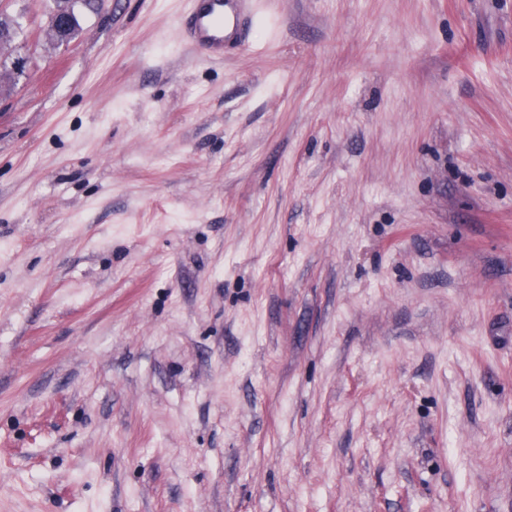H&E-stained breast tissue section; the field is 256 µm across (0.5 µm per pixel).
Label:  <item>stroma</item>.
<instances>
[{"instance_id":"1","label":"stroma","mask_w":512,"mask_h":512,"mask_svg":"<svg viewBox=\"0 0 512 512\" xmlns=\"http://www.w3.org/2000/svg\"><path fill=\"white\" fill-rule=\"evenodd\" d=\"M52 0L0 77V512H512V0ZM246 0H193L182 37L213 57L224 55L228 40L241 42V10ZM75 21L77 26L75 28ZM79 27V20H76L71 9L59 8L52 12L51 32L58 37H65L73 28V34L65 40L68 43L76 34Z\"/></svg>"}]
</instances>
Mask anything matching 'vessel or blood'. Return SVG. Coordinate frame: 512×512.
Listing matches in <instances>:
<instances>
[{
	"label": "vessel or blood",
	"instance_id": "vessel-or-blood-1",
	"mask_svg": "<svg viewBox=\"0 0 512 512\" xmlns=\"http://www.w3.org/2000/svg\"><path fill=\"white\" fill-rule=\"evenodd\" d=\"M244 0H192L183 38L213 57L222 56L228 40L238 35Z\"/></svg>",
	"mask_w": 512,
	"mask_h": 512
}]
</instances>
